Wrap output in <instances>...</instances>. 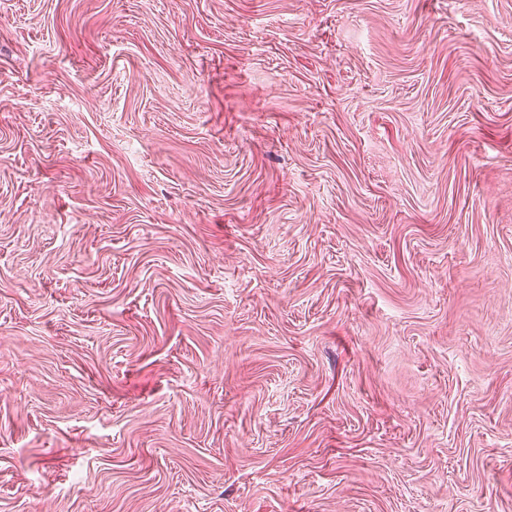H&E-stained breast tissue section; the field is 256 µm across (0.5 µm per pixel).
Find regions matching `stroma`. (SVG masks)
Returning <instances> with one entry per match:
<instances>
[{
	"label": "stroma",
	"instance_id": "obj_1",
	"mask_svg": "<svg viewBox=\"0 0 512 512\" xmlns=\"http://www.w3.org/2000/svg\"><path fill=\"white\" fill-rule=\"evenodd\" d=\"M0 512H512V0H0Z\"/></svg>",
	"mask_w": 512,
	"mask_h": 512
}]
</instances>
